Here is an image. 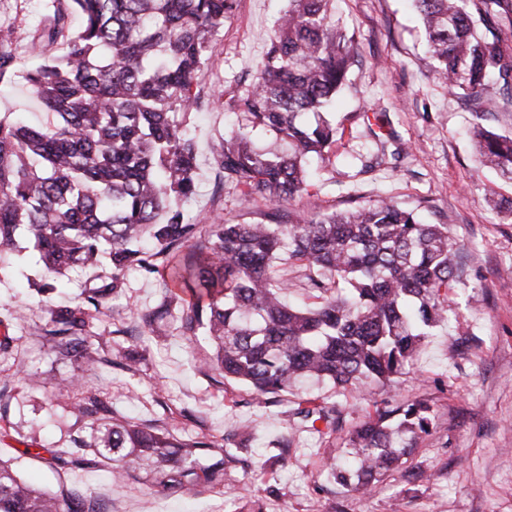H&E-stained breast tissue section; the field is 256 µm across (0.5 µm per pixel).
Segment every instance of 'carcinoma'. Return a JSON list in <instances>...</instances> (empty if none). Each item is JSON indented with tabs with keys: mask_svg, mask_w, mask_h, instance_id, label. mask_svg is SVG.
<instances>
[{
	"mask_svg": "<svg viewBox=\"0 0 512 512\" xmlns=\"http://www.w3.org/2000/svg\"><path fill=\"white\" fill-rule=\"evenodd\" d=\"M265 58L248 88L224 92V107L247 124L215 139L214 162L224 182L268 207L264 224L221 219L201 237L178 202L196 192V148L175 119L202 108L192 92L210 60L211 39L236 0H66L55 11L43 62L25 79L52 115L30 125L0 114V258L17 248L25 229L39 261L60 273L74 265L111 263L110 282L86 303L49 311L63 356L87 366L100 360L89 342L90 319L101 313L125 272L149 259L173 261L170 279L181 299L184 328L213 348L223 379L257 397L288 395L304 378L391 384L428 331L449 319L448 289L461 243L446 224H425L413 209L388 198L358 209L324 213L295 224L284 205L307 189L305 158L336 142L322 117L345 85L353 40L328 17L330 0H289ZM421 15L437 79L474 105L500 95L512 105V53L502 27L512 28L509 0H413ZM81 28L63 56L50 46L69 14ZM12 32L0 28V82L12 77ZM273 132L287 149L261 148L254 128ZM480 161L512 180V136L474 131ZM301 262L317 306L281 300L275 276L283 250ZM336 401L301 400L285 414L300 427L333 434L346 423ZM97 417L90 449L55 453L63 462H105L122 482L136 470L162 474V486L183 494L218 484L220 468H247L236 435L224 446L184 441L167 429L121 420L90 396L73 407ZM322 423L319 428L316 423ZM424 400L376 410L349 431V467L331 476L368 491L394 470L431 427ZM0 512H96L79 490L58 495L23 482L0 460Z\"/></svg>",
	"mask_w": 512,
	"mask_h": 512,
	"instance_id": "1",
	"label": "carcinoma"
}]
</instances>
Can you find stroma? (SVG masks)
Returning <instances> with one entry per match:
<instances>
[{
    "label": "stroma",
    "mask_w": 512,
    "mask_h": 512,
    "mask_svg": "<svg viewBox=\"0 0 512 512\" xmlns=\"http://www.w3.org/2000/svg\"><path fill=\"white\" fill-rule=\"evenodd\" d=\"M288 6V0H237L211 42L207 72L193 87L203 108L179 116L197 148V192L186 208L198 224L216 216L231 224L265 219L263 203L245 201L238 188L222 182L210 143L244 125L243 114L225 110L224 88L249 80ZM57 7L56 0H0V28L12 30L17 50L14 75L0 82V113L46 121L23 76L41 62L32 45ZM331 17L353 36L357 56L331 113L339 127L336 142L310 161L308 187L292 203V217L390 197L426 223L449 225L462 249L448 306L464 327L434 328L393 388L337 390L306 382L300 391L337 398L354 423L383 401L423 399L433 410L429 433L373 492L335 483L326 463L343 457L346 431L289 435L279 407L242 384L218 385L216 371H197L195 362L212 349L186 341L181 303L165 298L169 278L162 266L127 272L105 313L92 321L93 344L104 361L86 368L57 352L49 311L80 303L90 289L108 283L110 268L58 276L37 263L24 238L21 252L0 269V334L13 338L0 350V459L27 481L61 494L81 489L99 512H234L252 500L263 512H512V183L479 166L472 137L478 125L512 134V109L497 98L474 109L434 79L410 0H333ZM380 141L385 159L373 167L369 160ZM164 304L169 315L158 328L140 321L141 312ZM121 352L136 358L134 369L108 363ZM28 373L39 375V386H23ZM70 375L76 383L61 388V378ZM92 394L118 415L184 440L220 444L250 426L255 464L226 469L223 485L201 487L192 499L151 480L112 484L104 463L59 466L54 449L92 440L89 419L72 412ZM286 435L288 456L275 461L274 445Z\"/></svg>",
    "instance_id": "35a3bbf8"
}]
</instances>
